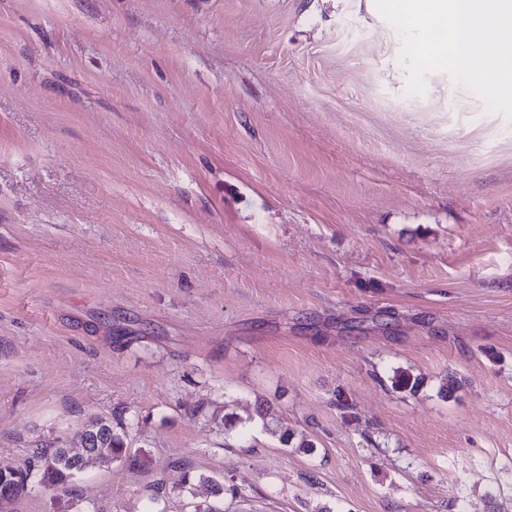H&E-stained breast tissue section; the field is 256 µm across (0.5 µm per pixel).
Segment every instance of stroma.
<instances>
[{
	"mask_svg": "<svg viewBox=\"0 0 512 512\" xmlns=\"http://www.w3.org/2000/svg\"><path fill=\"white\" fill-rule=\"evenodd\" d=\"M400 48L375 0H0V470L118 412L141 461L0 512L512 497V117ZM187 489V492L193 499L205 498L202 501L193 502L194 504H196L194 506L195 512H221L214 506L210 504L208 505L207 501L208 497H210L211 495L215 496L219 494L222 490L213 479L209 477H199L197 483L189 484V487Z\"/></svg>",
	"mask_w": 512,
	"mask_h": 512,
	"instance_id": "obj_1",
	"label": "stroma"
}]
</instances>
